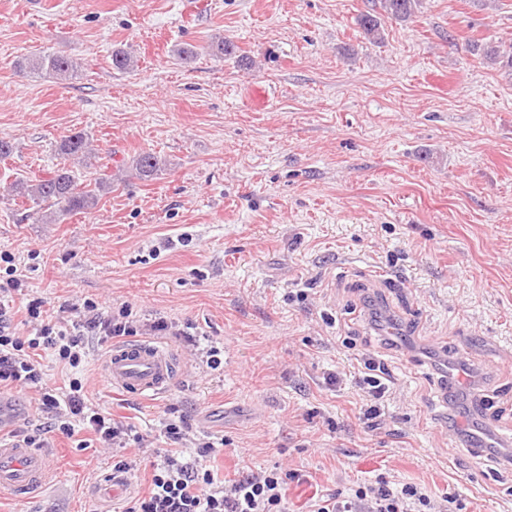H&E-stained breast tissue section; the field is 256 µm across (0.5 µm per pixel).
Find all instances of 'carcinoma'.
<instances>
[{
	"label": "carcinoma",
	"instance_id": "obj_1",
	"mask_svg": "<svg viewBox=\"0 0 512 512\" xmlns=\"http://www.w3.org/2000/svg\"><path fill=\"white\" fill-rule=\"evenodd\" d=\"M421 0H378L380 12L364 13L357 18V24L364 37L374 44L384 41L382 18L399 22H407L414 17ZM472 51L491 65H498L512 71V44L504 50L492 43L471 44ZM112 66L122 72H130L137 67V61L123 50L112 53ZM18 67L31 72H44L50 77L65 81L78 72V63L70 57L59 53H32L18 62ZM60 152L67 158L86 161L90 154V142L81 133H73L64 137L60 144ZM162 166L161 159L153 153H142L132 161V171L143 180H151ZM15 190L27 197L37 207L45 206L42 214L45 224H58L64 216L89 210L97 205L98 192L111 188L108 177L95 179L94 187L79 186L72 170L64 165L52 171L50 175L34 184L18 182L13 185Z\"/></svg>",
	"mask_w": 512,
	"mask_h": 512
}]
</instances>
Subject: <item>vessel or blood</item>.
Masks as SVG:
<instances>
[{
  "label": "vessel or blood",
  "mask_w": 512,
  "mask_h": 512,
  "mask_svg": "<svg viewBox=\"0 0 512 512\" xmlns=\"http://www.w3.org/2000/svg\"><path fill=\"white\" fill-rule=\"evenodd\" d=\"M174 371L171 356L146 342L113 347L104 366V376L112 387L138 394L167 390ZM49 469L48 449L0 440V491L37 489Z\"/></svg>",
  "instance_id": "obj_1"
}]
</instances>
